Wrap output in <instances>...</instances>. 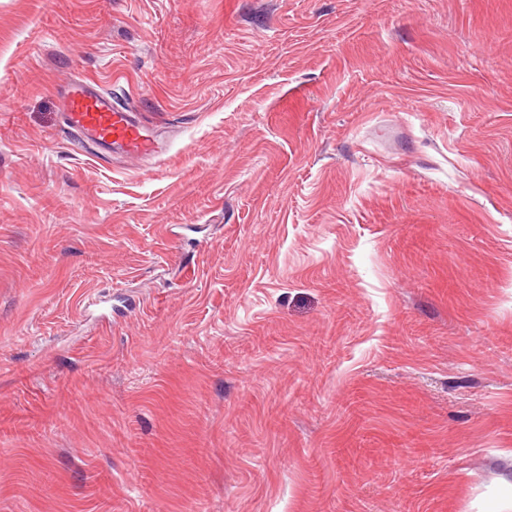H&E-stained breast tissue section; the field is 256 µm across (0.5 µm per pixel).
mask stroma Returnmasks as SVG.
<instances>
[{
	"label": "stroma",
	"instance_id": "1",
	"mask_svg": "<svg viewBox=\"0 0 512 512\" xmlns=\"http://www.w3.org/2000/svg\"><path fill=\"white\" fill-rule=\"evenodd\" d=\"M510 484L512 0H0V512ZM58 99L65 127L92 139L103 151L137 159L160 152L158 141L145 132L137 114L114 101L95 79L66 80Z\"/></svg>",
	"mask_w": 512,
	"mask_h": 512
}]
</instances>
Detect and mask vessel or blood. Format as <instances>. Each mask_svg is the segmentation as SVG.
Returning <instances> with one entry per match:
<instances>
[{"label": "vessel or blood", "mask_w": 512, "mask_h": 512, "mask_svg": "<svg viewBox=\"0 0 512 512\" xmlns=\"http://www.w3.org/2000/svg\"><path fill=\"white\" fill-rule=\"evenodd\" d=\"M58 99L65 127L92 139L103 151L137 159L159 153L158 141L145 132L136 113L114 101L95 79L66 80Z\"/></svg>", "instance_id": "obj_1"}]
</instances>
